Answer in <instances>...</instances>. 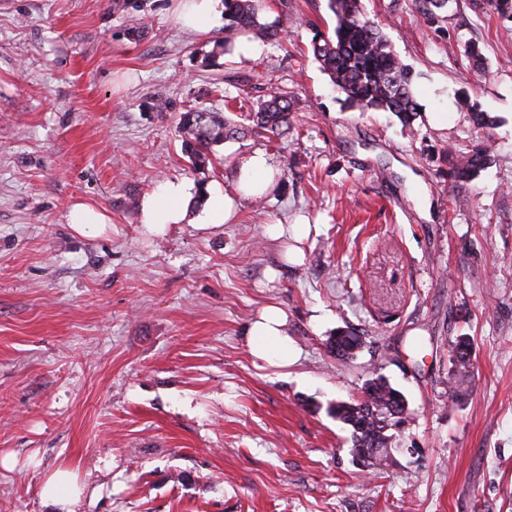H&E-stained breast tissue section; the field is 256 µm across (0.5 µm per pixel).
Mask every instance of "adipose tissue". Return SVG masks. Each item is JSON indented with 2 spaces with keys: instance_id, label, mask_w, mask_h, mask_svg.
<instances>
[{
  "instance_id": "obj_1",
  "label": "adipose tissue",
  "mask_w": 512,
  "mask_h": 512,
  "mask_svg": "<svg viewBox=\"0 0 512 512\" xmlns=\"http://www.w3.org/2000/svg\"><path fill=\"white\" fill-rule=\"evenodd\" d=\"M219 0H177L175 15L178 24L192 31H205L219 18ZM277 167L264 151L256 150L240 159L235 194H227L221 188L211 189L209 206L203 217L204 226L225 224L234 216L235 195L267 193L275 185ZM192 197L189 187L181 182H167L143 197L140 204V222L147 231L165 232L172 224L183 223L187 217ZM287 315L275 305L265 306L250 321L247 329V347L252 356L269 366H288L295 349L284 330Z\"/></svg>"
}]
</instances>
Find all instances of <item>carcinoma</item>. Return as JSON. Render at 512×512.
Wrapping results in <instances>:
<instances>
[{
  "label": "carcinoma",
  "mask_w": 512,
  "mask_h": 512,
  "mask_svg": "<svg viewBox=\"0 0 512 512\" xmlns=\"http://www.w3.org/2000/svg\"><path fill=\"white\" fill-rule=\"evenodd\" d=\"M359 2L328 0L336 24L332 33L315 35L312 54L331 83L345 95L346 103L363 111L391 112L409 125L420 107L413 89L412 70L393 52L380 27L362 13ZM264 9L265 0H224V52H231L234 39L250 31L271 41L281 38L280 20L259 21ZM460 106L468 112L476 129L483 131L495 125L496 117L480 110L469 95L460 98ZM238 111L237 120L200 106L181 114L178 133L193 165L205 163L207 150L213 143L247 133L273 141L288 133L291 104L285 96H275L257 108L244 98L239 101ZM445 158L451 175L462 182L476 178L492 163L489 150L484 148L459 155L447 152ZM367 336V329L350 327L329 340L340 348L355 349L367 345ZM468 346L470 343L463 337H456V354L451 364L455 375L463 378L470 373L471 362L463 352ZM367 384L368 404L338 402L331 406L330 413L349 428L353 459L370 468L382 465L387 457L368 454L365 449L374 439L388 444L391 436L385 432L384 422L395 414H409V409L404 394L386 378L375 376Z\"/></svg>",
  "instance_id": "obj_1"
}]
</instances>
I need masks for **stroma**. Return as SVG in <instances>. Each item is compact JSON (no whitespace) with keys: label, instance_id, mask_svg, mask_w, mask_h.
Returning <instances> with one entry per match:
<instances>
[{"label":"stroma","instance_id":"1","mask_svg":"<svg viewBox=\"0 0 512 512\" xmlns=\"http://www.w3.org/2000/svg\"><path fill=\"white\" fill-rule=\"evenodd\" d=\"M468 3L434 22L412 0H360L414 71L406 127L345 108L314 60L327 0H267L285 34L250 55L218 48L223 25L182 29L175 0H0V455L18 460L0 512H62L41 488L64 466L79 512H512V21ZM277 92L286 136L224 141L193 169L182 112ZM465 94L496 126L476 131ZM479 145L492 165L450 179L443 150ZM256 149L278 183L234 223L200 228L194 200L165 235L141 224L159 185L233 191ZM76 202L107 213L105 234L70 228ZM270 304L299 350L281 369L245 340ZM349 326L378 346L339 361L326 342ZM459 336L475 359L462 399ZM375 371L410 415L368 474L329 408Z\"/></svg>","mask_w":512,"mask_h":512}]
</instances>
